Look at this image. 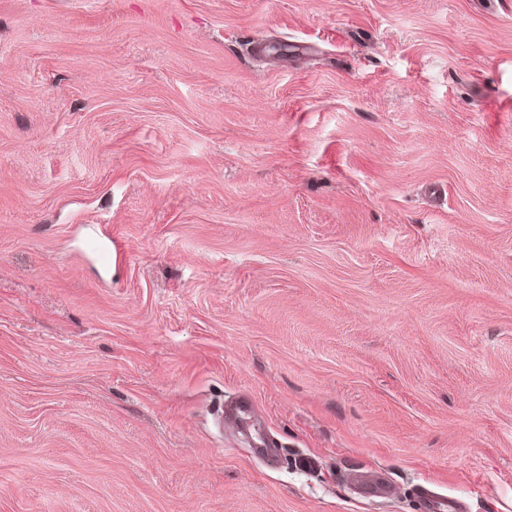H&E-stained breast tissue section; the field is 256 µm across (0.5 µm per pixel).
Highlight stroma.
Returning a JSON list of instances; mask_svg holds the SVG:
<instances>
[{
  "label": "stroma",
  "mask_w": 512,
  "mask_h": 512,
  "mask_svg": "<svg viewBox=\"0 0 512 512\" xmlns=\"http://www.w3.org/2000/svg\"><path fill=\"white\" fill-rule=\"evenodd\" d=\"M424 487L512 512V0H0V512ZM253 403L248 398H239L225 409L224 423L226 428H234L249 419L253 413Z\"/></svg>",
  "instance_id": "stroma-1"
}]
</instances>
